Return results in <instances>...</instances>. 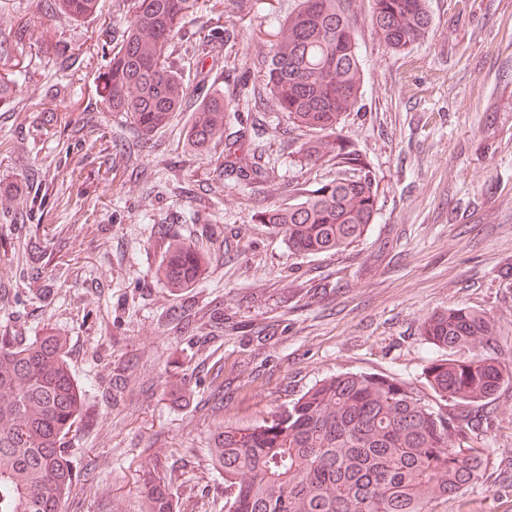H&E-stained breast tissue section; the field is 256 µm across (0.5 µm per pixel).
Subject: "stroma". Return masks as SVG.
Wrapping results in <instances>:
<instances>
[{
  "mask_svg": "<svg viewBox=\"0 0 512 512\" xmlns=\"http://www.w3.org/2000/svg\"><path fill=\"white\" fill-rule=\"evenodd\" d=\"M297 3L225 10L236 39L213 60L217 87L257 85L266 33ZM347 6L366 78L343 133L376 175L379 217L344 251L300 257L250 216L336 168L300 172L307 135L276 106L229 126L274 172L246 188L220 173L223 142L187 148L190 113L141 147L98 94L104 60L67 65L131 11L101 0L99 14L73 22L38 18V0H0V28L36 23L25 42L0 43V73H34L0 101V181L46 194L34 223L20 219L21 195L0 192V339L24 343L46 327L69 338L85 410L65 439L76 475L65 512H144L148 466L178 475L177 512H225L207 456L219 424L262 420L338 373L422 384L433 349L421 327L435 311H485L489 346L512 365V0H430L434 34L411 54L377 41L370 0ZM87 117L103 141L83 136ZM202 207L220 235L192 223ZM170 235L211 258L207 278L176 294L154 276ZM31 250L42 260L28 262ZM492 406L490 465L448 512H512V386Z\"/></svg>",
  "mask_w": 512,
  "mask_h": 512,
  "instance_id": "1",
  "label": "stroma"
}]
</instances>
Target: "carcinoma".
I'll return each instance as SVG.
<instances>
[{"mask_svg": "<svg viewBox=\"0 0 512 512\" xmlns=\"http://www.w3.org/2000/svg\"><path fill=\"white\" fill-rule=\"evenodd\" d=\"M132 2L134 19L121 33L100 28L94 43L77 48L108 58L99 96L115 117L149 141L171 116L185 111L189 89L181 71L224 48L213 34L182 33L197 0ZM39 11L78 22L100 0H39ZM369 22L388 49L410 52L433 31L429 0H372ZM273 49L258 63L263 91L288 122L315 137L301 143L300 160H327L336 178L301 184L286 205L254 212L273 224L298 256L338 253L367 235L379 215L378 183L346 142L343 122L362 94L366 66L347 15L346 0H299L278 24ZM29 77L0 78V99ZM241 93L217 94L193 110L187 143L198 150L222 133ZM239 139H224V171L248 184L267 175L238 154ZM205 258L170 237L157 278L174 292L204 278ZM490 317L466 307L434 312L422 336L440 350L467 349L463 359L427 361L426 386L345 372L309 387L284 409L246 426L221 424L208 447L224 474L226 512H440L482 475L488 404L512 370L485 348ZM84 390L67 357V337L46 329L25 344L0 342V512H62L73 483L64 439L83 412ZM145 512H175L176 479L141 471Z\"/></svg>", "mask_w": 512, "mask_h": 512, "instance_id": "carcinoma-1", "label": "carcinoma"}]
</instances>
